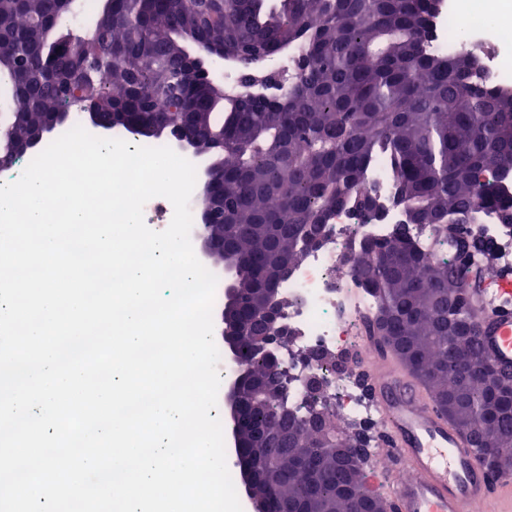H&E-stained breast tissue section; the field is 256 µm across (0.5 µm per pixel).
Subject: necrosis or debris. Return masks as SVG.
Wrapping results in <instances>:
<instances>
[{
  "instance_id": "necrosis-or-debris-1",
  "label": "necrosis or debris",
  "mask_w": 512,
  "mask_h": 512,
  "mask_svg": "<svg viewBox=\"0 0 512 512\" xmlns=\"http://www.w3.org/2000/svg\"><path fill=\"white\" fill-rule=\"evenodd\" d=\"M472 17L440 4L435 15L428 47L435 53L452 56L471 52L482 61V75L491 86L507 82L498 49L512 43V21L493 18L492 0H472ZM366 187L378 195L387 208L374 224L360 223L350 209H341L326 226L321 245L306 250L279 291L288 298L282 319L295 335V349L344 353L361 345L367 322L377 311L375 296L357 284L341 261L354 252L364 238H384L403 222L401 209L391 207L394 185L385 161L370 168ZM473 233L489 246L499 266L512 267V226L501 223L493 213L483 214ZM331 393L336 401V427L345 429L349 422L367 421L382 428L383 419L374 403L362 395L357 375L339 374L331 378Z\"/></svg>"
}]
</instances>
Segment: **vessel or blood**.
I'll return each instance as SVG.
<instances>
[{
	"label": "vessel or blood",
	"instance_id": "vessel-or-blood-1",
	"mask_svg": "<svg viewBox=\"0 0 512 512\" xmlns=\"http://www.w3.org/2000/svg\"><path fill=\"white\" fill-rule=\"evenodd\" d=\"M512 286V273L488 277L469 271L463 294L479 319V340L486 361L512 375V307L494 304L491 285ZM372 374L384 416L385 446L406 463L386 502L387 512H512V478L489 474L447 419L395 365L378 364Z\"/></svg>",
	"mask_w": 512,
	"mask_h": 512
}]
</instances>
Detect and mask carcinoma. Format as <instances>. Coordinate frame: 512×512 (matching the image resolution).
Instances as JSON below:
<instances>
[{
  "instance_id": "cac0c4a2",
  "label": "carcinoma",
  "mask_w": 512,
  "mask_h": 512,
  "mask_svg": "<svg viewBox=\"0 0 512 512\" xmlns=\"http://www.w3.org/2000/svg\"><path fill=\"white\" fill-rule=\"evenodd\" d=\"M80 0H0V114H11L19 143L67 121L95 114L104 124L123 112L128 125L157 127L151 143L174 131L216 145L212 168L222 181L224 263L241 290V318L263 308L265 289L279 287L280 267L300 260L317 230L339 208L362 223L370 196L367 168L383 157L395 184L392 202L412 224H430L460 253L464 224L494 212L512 225V90L476 79L479 59L426 50L437 0H102L90 27L67 22ZM222 53L249 74L264 57L299 45L295 76L278 94L205 110L209 78L186 44ZM357 280L377 298L371 335L428 393L451 425H481L488 439L512 442L511 384L481 354L474 314L465 303L466 265L425 262L422 246L396 225L366 239L355 254ZM284 347L247 345L237 381L245 407L241 434L250 445L254 492L291 512H386L385 497L367 485L365 432L356 462L346 466L324 446L346 437L308 430L313 403L288 404L278 425L258 398L283 365ZM282 431L305 448V464L276 457ZM489 471L512 469V455L469 444Z\"/></svg>"
}]
</instances>
